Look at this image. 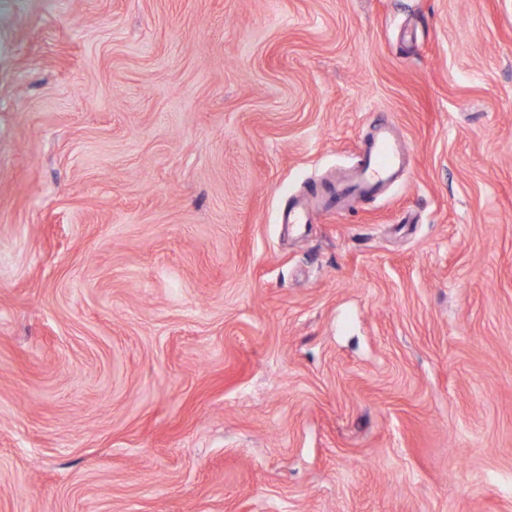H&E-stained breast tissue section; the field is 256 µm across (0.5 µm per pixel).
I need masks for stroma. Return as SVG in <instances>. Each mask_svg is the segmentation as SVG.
Listing matches in <instances>:
<instances>
[{"label":"stroma","mask_w":512,"mask_h":512,"mask_svg":"<svg viewBox=\"0 0 512 512\" xmlns=\"http://www.w3.org/2000/svg\"><path fill=\"white\" fill-rule=\"evenodd\" d=\"M0 512H512V0H0ZM404 144L391 136L386 125L366 150L362 163L349 176L351 188L374 193L393 179L405 164Z\"/></svg>","instance_id":"1"}]
</instances>
